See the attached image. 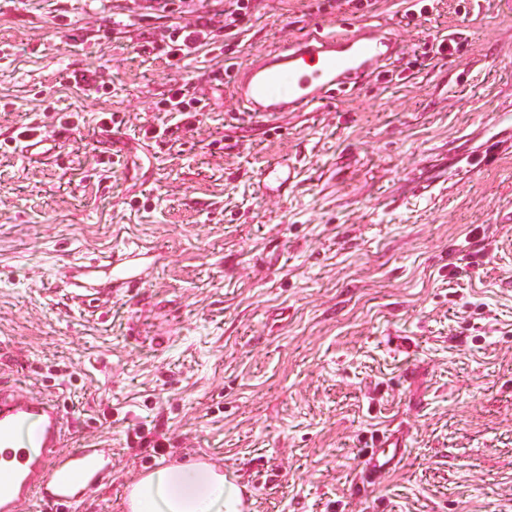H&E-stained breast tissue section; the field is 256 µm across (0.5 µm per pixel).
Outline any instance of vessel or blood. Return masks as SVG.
I'll list each match as a JSON object with an SVG mask.
<instances>
[{"label":"vessel or blood","mask_w":512,"mask_h":512,"mask_svg":"<svg viewBox=\"0 0 512 512\" xmlns=\"http://www.w3.org/2000/svg\"><path fill=\"white\" fill-rule=\"evenodd\" d=\"M391 31L362 25L344 33H308L286 49L263 55L249 66L232 68L233 95L255 118L303 112L339 90H358L381 72L395 54ZM69 138L64 128L19 136L29 157L47 156ZM153 246L134 245L111 256L99 270H79L75 294L87 307L111 304L112 296L141 286L147 275L142 258ZM34 425L35 451L16 448L18 430ZM64 415L57 401L19 396L0 387V512H20L37 502L41 512H76L80 502L111 475V449L67 448ZM404 454L399 443L378 439L366 453L362 482L370 486Z\"/></svg>","instance_id":"vessel-or-blood-1"}]
</instances>
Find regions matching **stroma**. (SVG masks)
I'll use <instances>...</instances> for the list:
<instances>
[{
  "label": "stroma",
  "instance_id": "35a3bbf8",
  "mask_svg": "<svg viewBox=\"0 0 512 512\" xmlns=\"http://www.w3.org/2000/svg\"><path fill=\"white\" fill-rule=\"evenodd\" d=\"M150 2L0 0V140L79 120L58 159L0 155V386L57 400L66 447L111 449L77 512H127L139 475L205 455L253 512H512V0L411 25L405 0H250L233 37L222 0ZM203 14L216 50L168 54ZM340 24L396 34L389 76L245 115L227 61ZM184 82L190 126L164 110ZM277 161L298 169L283 194L260 186ZM152 242L137 294L72 299L66 262ZM382 435L404 456L357 491Z\"/></svg>",
  "mask_w": 512,
  "mask_h": 512
}]
</instances>
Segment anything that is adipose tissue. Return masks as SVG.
<instances>
[{"mask_svg": "<svg viewBox=\"0 0 512 512\" xmlns=\"http://www.w3.org/2000/svg\"><path fill=\"white\" fill-rule=\"evenodd\" d=\"M239 488L213 465H168L133 483L129 512H240Z\"/></svg>", "mask_w": 512, "mask_h": 512, "instance_id": "ef3b65f1", "label": "adipose tissue"}]
</instances>
